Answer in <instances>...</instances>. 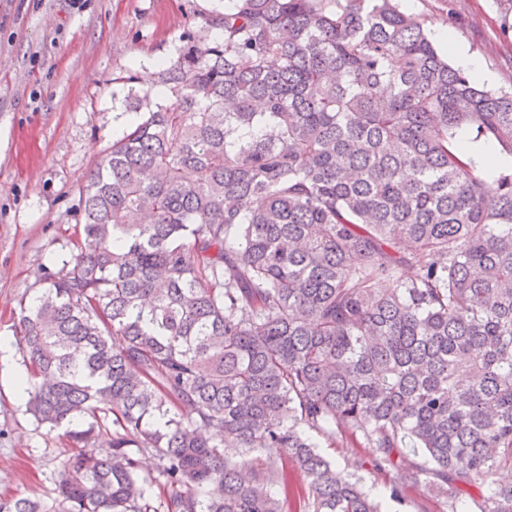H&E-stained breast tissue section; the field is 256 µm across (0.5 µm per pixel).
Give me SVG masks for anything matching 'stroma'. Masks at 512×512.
<instances>
[{
    "instance_id": "obj_1",
    "label": "stroma",
    "mask_w": 512,
    "mask_h": 512,
    "mask_svg": "<svg viewBox=\"0 0 512 512\" xmlns=\"http://www.w3.org/2000/svg\"><path fill=\"white\" fill-rule=\"evenodd\" d=\"M227 0H0V337H15L18 302L35 295L44 267L68 258L78 238L79 189L116 137L124 112L117 76L154 70L185 32ZM428 34L450 32L477 60L482 85L512 92V0H399ZM24 367L13 350L0 370V496L51 499L61 461L58 432L36 427L13 396ZM337 468L355 472L387 512H444L427 487L389 501L387 477L369 451L321 444Z\"/></svg>"
}]
</instances>
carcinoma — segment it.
<instances>
[{
	"mask_svg": "<svg viewBox=\"0 0 512 512\" xmlns=\"http://www.w3.org/2000/svg\"><path fill=\"white\" fill-rule=\"evenodd\" d=\"M211 28L115 78L137 119L16 326L26 413L75 452L52 501L0 512H382L313 432L394 502L512 512V169L459 140L512 156V94L395 0H236ZM312 435L318 441L322 454L333 461L337 468L354 472L356 476L360 477L366 489L384 503V510L391 512H447L444 511V496L425 486L408 489L402 505L390 501L386 489L388 477L372 468L368 462L369 450L367 448L353 447L347 440L341 438L336 439L335 446L329 447L322 437L316 436L315 433ZM355 460H359L364 465L356 469L353 466Z\"/></svg>",
	"mask_w": 512,
	"mask_h": 512,
	"instance_id": "obj_1",
	"label": "carcinoma"
}]
</instances>
